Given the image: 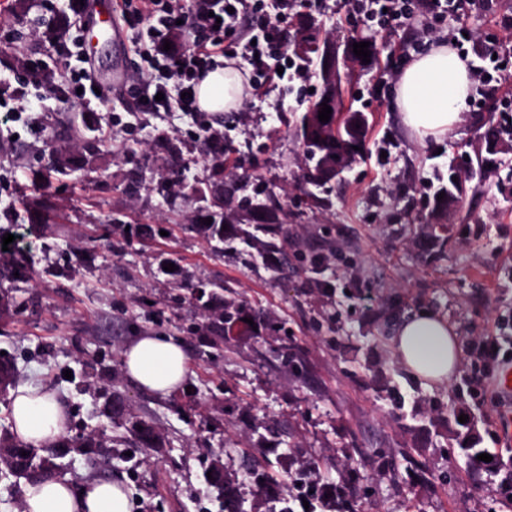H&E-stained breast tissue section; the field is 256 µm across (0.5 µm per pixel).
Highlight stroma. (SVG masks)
<instances>
[{"label":"stroma","mask_w":512,"mask_h":512,"mask_svg":"<svg viewBox=\"0 0 512 512\" xmlns=\"http://www.w3.org/2000/svg\"><path fill=\"white\" fill-rule=\"evenodd\" d=\"M326 31L344 42L351 31L377 38L379 61L346 84L345 107L364 112L367 150L362 160L331 185L329 206L289 218V239L304 254L287 279L225 251L216 258L203 236H158L113 254L114 241L100 226L119 217L129 224H167L191 202L170 198L157 184L127 191L124 173L159 169L161 138L184 144L188 178L203 162L182 120L144 127L116 124L119 102L91 113L94 124L112 123V139L99 160L75 171L58 187L52 231L37 239L22 225V200L44 151L72 105L33 89L17 106L39 128L0 126V225H12L37 260L38 274L20 284L17 307L0 316V352L17 360L19 383L54 390L78 430L106 432L114 448L101 456H75L64 473L74 484L93 477L118 482L130 512H210L203 473L212 460L238 471L241 451L256 458L293 455L318 464L332 480L348 460L359 463L353 482L364 512H512V501L494 491L493 474H478L470 449L512 458V442L498 439L497 414L512 402L471 391L472 372H498V363L475 359V339L512 328V174L501 165L486 170L449 216L448 243L430 252L425 234L433 190L448 178V166L464 155L485 153L477 117L503 123V94L512 92V0H476L466 20L468 34L455 46L471 68L488 66L489 41L499 47L496 92L479 89L442 144L420 143L403 125L395 104L405 67L432 43L447 39L458 24L437 11L383 27L363 14L347 13L344 0H308ZM38 6L20 9L0 0V98H12L15 65L30 54L38 34ZM93 64L101 76L114 68L126 75L144 63L131 45L99 42ZM315 79L299 73L279 88L248 95L239 111L224 115V143L238 176L262 175L281 196H299L302 148L295 111L310 99ZM95 247L94 265L66 261L64 250ZM176 252L184 276L222 277L226 287L269 312L282 332L237 337L221 355H199L186 332L200 314L177 302L170 278L156 272V258ZM329 283L321 292L317 283ZM431 309L462 337L460 367L448 387L428 388L396 362L389 345L395 323ZM160 333L179 340L189 362L187 389L165 397L142 390L123 372L122 352L137 336ZM300 350L301 371L281 363L274 351ZM106 368L131 415L153 421L163 436L159 448H138L130 425L102 412V399L88 390L92 371Z\"/></svg>","instance_id":"obj_1"}]
</instances>
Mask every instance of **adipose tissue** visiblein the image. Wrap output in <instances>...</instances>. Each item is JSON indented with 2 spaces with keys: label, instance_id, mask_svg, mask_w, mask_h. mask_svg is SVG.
Listing matches in <instances>:
<instances>
[{
  "label": "adipose tissue",
  "instance_id": "adipose-tissue-1",
  "mask_svg": "<svg viewBox=\"0 0 512 512\" xmlns=\"http://www.w3.org/2000/svg\"><path fill=\"white\" fill-rule=\"evenodd\" d=\"M246 87L232 62L207 73L197 86L203 111H236ZM473 92L466 59L446 43L431 46L403 71L396 105L404 125L420 142L439 141L456 127ZM389 343L395 359L413 377L431 387H445L460 366V337L455 327L438 313L423 309L397 321ZM125 374L142 389L167 396L180 388L189 372L181 343L162 334L137 336L122 354ZM10 415L15 435L44 448L67 432V408L51 391L20 386L10 395ZM23 512H130L121 486L92 478L83 486L53 477L27 483Z\"/></svg>",
  "mask_w": 512,
  "mask_h": 512
}]
</instances>
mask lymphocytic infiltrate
<instances>
[{"mask_svg": "<svg viewBox=\"0 0 512 512\" xmlns=\"http://www.w3.org/2000/svg\"><path fill=\"white\" fill-rule=\"evenodd\" d=\"M78 0H67L66 10L50 8L62 35L49 44L69 78L56 89L57 98L70 101L91 112L102 97L90 59L78 31L83 23L76 8ZM473 0H368L369 17L383 24L411 19L422 10H448L465 16ZM130 0H119L115 20L120 29L132 33L131 42L144 67L130 86L138 111L166 116L176 114L189 120L193 128L204 122L196 105V87L213 68L216 56L225 52V38L251 20V39L241 46V55L251 67L252 90L279 85L289 80L294 60L283 40L281 24L291 15L295 0H140L137 12H130Z\"/></svg>", "mask_w": 512, "mask_h": 512, "instance_id": "f902f5d3", "label": "lymphocytic infiltrate"}]
</instances>
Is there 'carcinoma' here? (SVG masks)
Segmentation results:
<instances>
[{"label":"carcinoma","mask_w":512,"mask_h":512,"mask_svg":"<svg viewBox=\"0 0 512 512\" xmlns=\"http://www.w3.org/2000/svg\"><path fill=\"white\" fill-rule=\"evenodd\" d=\"M294 29L307 33L310 44L326 42L329 37H320L321 24L313 12L296 14ZM307 71L320 85V94L307 101L296 123V136L303 149L304 168L301 174L303 198L296 206L321 200V195L329 192L330 183L336 179V159L333 155L345 150L350 162L365 151V116L359 110H350L344 116L342 99L336 96V86L341 84V74L328 77L315 65L307 62ZM327 102L332 113L328 122L319 121L321 103ZM92 128L84 115H72L65 126L67 138L79 139L78 151L83 162L95 161L101 151L102 133L90 134ZM200 153L203 158V176L193 181L184 177L185 158L181 142L163 140L159 149L165 154L160 168V178L175 193L194 203V209L187 217L184 231H196L204 235L212 250L224 254V247L235 250L242 256L257 257L275 277H287L288 266V201L261 183L247 191L248 182L226 173L230 165L224 137L218 130L201 136ZM44 163L39 174L43 179L35 180L34 193L24 202L27 221V234L41 237L45 224L57 203L54 194L49 192L53 183L59 184L76 170V160L67 150L51 144L44 153ZM212 219L211 224L204 220ZM227 229H222V226ZM21 283H27L36 276L35 261L28 251L22 248L0 250V276ZM199 288L207 293L199 298L187 297L188 302L208 312L207 321L189 329L198 335L203 346L219 353L224 342L229 340V332L235 328L245 335H254L256 330L277 332L280 327L270 323L266 314L253 308L247 300L224 286V281L212 279L200 281ZM251 319L254 325L244 322ZM18 371L14 362L0 355V392H8L17 382ZM104 410L112 419L127 417L123 398L112 390V381L99 389ZM131 432L142 448H158L161 436L154 424L143 419L131 422ZM113 439L104 434L89 432L75 437L63 436L48 448H33L8 430L0 431V478L19 476L27 480L39 478L43 469L54 472L66 466L64 459L75 454L90 455L112 447ZM240 468L254 487L252 498L241 492L238 479L221 474V466L210 463L211 487L216 490L214 501L219 503L221 512H294L297 500L309 502L308 512H359V499L346 492L350 485V468L338 473V480L332 483L323 481L315 466L305 460L292 459L285 466H276L271 461L260 463L244 456Z\"/></svg>","instance_id":"cac0c4a2"}]
</instances>
